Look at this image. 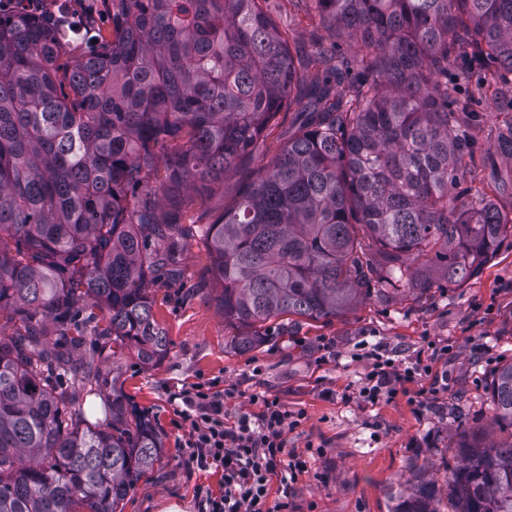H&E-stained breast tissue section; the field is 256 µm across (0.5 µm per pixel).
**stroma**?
Returning a JSON list of instances; mask_svg holds the SVG:
<instances>
[{"label": "stroma", "mask_w": 512, "mask_h": 512, "mask_svg": "<svg viewBox=\"0 0 512 512\" xmlns=\"http://www.w3.org/2000/svg\"><path fill=\"white\" fill-rule=\"evenodd\" d=\"M264 9L296 52L295 64L307 66L322 33L316 8L290 0H266ZM458 96L476 112L477 153L493 152L494 161L477 166L474 178L454 189L472 199L477 189L492 191L512 183V158L496 151L505 120L512 118V85L492 83L486 69L460 54L448 69ZM291 113L280 114L264 145L248 166L228 177L224 200L212 201L213 213L236 194L282 149ZM197 210H190L193 222ZM183 255L180 278L150 286L153 312L170 339L158 365L141 364L135 353L106 339H90L82 348L99 368L91 388L72 374L59 378L76 395L89 422L104 420V400L120 385L130 409L147 416L161 440L153 470L130 490L124 512H197L198 487L224 491L221 471L191 470L182 461L185 440L175 392L198 382L216 381L231 390L230 412L258 414L252 394L264 392L292 411H303L299 427L287 434L288 447L306 461L289 490L271 481V498L287 497L288 512H395L417 480L448 495V472L457 465L464 436L496 439L490 384L497 368L512 362V245L503 244L478 275L459 286L432 274L422 294L358 296L343 314L320 320L282 316L267 322L268 340L240 352L232 348L236 327L224 320L211 289V260L201 227L195 226ZM439 350L432 376L408 384L406 394L376 405L354 392L366 363L362 350L379 347L401 367L414 365L427 341Z\"/></svg>", "instance_id": "35a3bbf8"}]
</instances>
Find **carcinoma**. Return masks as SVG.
Segmentation results:
<instances>
[{
	"label": "carcinoma",
	"instance_id": "cac0c4a2",
	"mask_svg": "<svg viewBox=\"0 0 512 512\" xmlns=\"http://www.w3.org/2000/svg\"><path fill=\"white\" fill-rule=\"evenodd\" d=\"M110 2L78 63L28 15L0 19V512H119L152 471L145 416L114 389L112 426L83 428L53 374L92 382L71 359L89 336L167 356L149 284L180 273L184 213L224 194L280 113H296L282 151L197 217L233 348L266 342L273 318L336 317L395 268L421 264L413 291L435 270L458 284L512 229V209L452 194L474 142L448 84L460 48L509 80L512 0H315L366 49L357 84L328 47L299 72L261 0ZM490 389L504 437L463 439L451 512H512V364ZM395 512L443 510L416 483Z\"/></svg>",
	"mask_w": 512,
	"mask_h": 512
}]
</instances>
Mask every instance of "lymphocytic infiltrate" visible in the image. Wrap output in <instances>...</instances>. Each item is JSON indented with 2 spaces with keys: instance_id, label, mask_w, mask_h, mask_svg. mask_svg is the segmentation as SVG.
Segmentation results:
<instances>
[{
  "instance_id": "f902f5d3",
  "label": "lymphocytic infiltrate",
  "mask_w": 512,
  "mask_h": 512,
  "mask_svg": "<svg viewBox=\"0 0 512 512\" xmlns=\"http://www.w3.org/2000/svg\"><path fill=\"white\" fill-rule=\"evenodd\" d=\"M368 365L357 388L359 398L375 404L393 399L401 382L416 373H431V365L397 369L391 359L377 350L363 354ZM224 391L214 382H198L181 389L175 398L179 414L188 425L183 443V461L190 469L215 468L224 474V492L214 495L199 487L196 495L198 512H286L287 501L270 500L268 483L278 478L289 485L306 466L288 448L286 434L296 429L302 413L289 412L275 397L253 395L262 409L258 415L240 414L226 422Z\"/></svg>"
}]
</instances>
